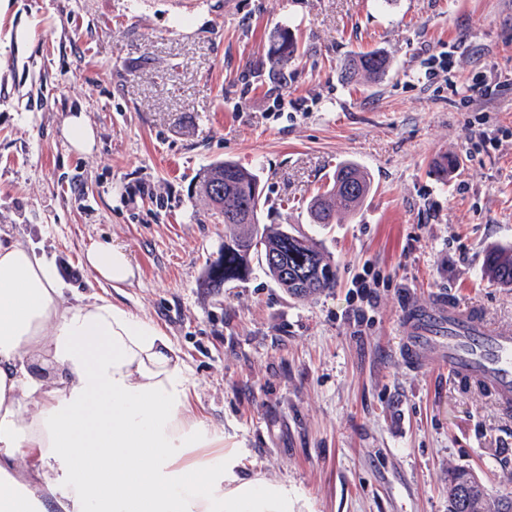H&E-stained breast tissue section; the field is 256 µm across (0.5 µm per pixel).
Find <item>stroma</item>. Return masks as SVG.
Segmentation results:
<instances>
[{
    "label": "stroma",
    "mask_w": 512,
    "mask_h": 512,
    "mask_svg": "<svg viewBox=\"0 0 512 512\" xmlns=\"http://www.w3.org/2000/svg\"><path fill=\"white\" fill-rule=\"evenodd\" d=\"M285 29L298 52L274 72ZM367 51L386 74L346 77ZM434 59L448 69L429 80ZM490 69L512 72V0H0V238L160 326L197 413L241 471L287 485L289 512H448L452 467L512 495V414L399 354L414 303L512 324V287L485 273L512 247V80L464 102ZM74 112L91 152L64 135ZM224 160L259 170L263 223L316 239L335 288L299 301L258 270L202 287L224 227L195 177ZM344 162L372 192L316 227L307 201ZM105 239L132 284L85 267ZM366 268L379 285L364 307L350 283ZM69 115L64 122V133L70 144L80 152H90L95 145V133L84 115Z\"/></svg>",
    "instance_id": "1"
}]
</instances>
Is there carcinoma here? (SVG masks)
Listing matches in <instances>:
<instances>
[{
	"label": "carcinoma",
	"instance_id": "cac0c4a2",
	"mask_svg": "<svg viewBox=\"0 0 512 512\" xmlns=\"http://www.w3.org/2000/svg\"><path fill=\"white\" fill-rule=\"evenodd\" d=\"M297 52V42L284 31L269 50L271 67H285ZM388 69L387 59L369 53L345 63L354 76L360 72L376 80ZM200 190L224 223V248L209 262L203 288L218 290L247 279L254 268L297 299L317 297L335 286L333 258L313 239L286 224H263L262 180L257 170L233 161L217 162L199 173ZM371 190L369 174L354 163L336 168L329 189L316 193L307 211L312 224H336L342 214L355 212ZM486 269L496 282L512 286V249L489 254ZM448 512H512V496H493L472 471L448 470Z\"/></svg>",
	"mask_w": 512,
	"mask_h": 512
}]
</instances>
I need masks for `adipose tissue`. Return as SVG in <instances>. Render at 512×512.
Returning a JSON list of instances; mask_svg holds the SVG:
<instances>
[{
    "label": "adipose tissue",
    "mask_w": 512,
    "mask_h": 512,
    "mask_svg": "<svg viewBox=\"0 0 512 512\" xmlns=\"http://www.w3.org/2000/svg\"><path fill=\"white\" fill-rule=\"evenodd\" d=\"M84 263L115 286L135 277L108 241ZM193 388L159 326L66 299L54 264L0 241V512H288L286 485L238 473Z\"/></svg>",
    "instance_id": "adipose-tissue-1"
}]
</instances>
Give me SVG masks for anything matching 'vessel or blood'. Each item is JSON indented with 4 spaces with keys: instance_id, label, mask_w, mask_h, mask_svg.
<instances>
[{
    "instance_id": "1",
    "label": "vessel or blood",
    "mask_w": 512,
    "mask_h": 512,
    "mask_svg": "<svg viewBox=\"0 0 512 512\" xmlns=\"http://www.w3.org/2000/svg\"><path fill=\"white\" fill-rule=\"evenodd\" d=\"M413 368H446L451 376L484 389L504 412L512 411V325L451 305L417 306L405 317L400 343Z\"/></svg>"
}]
</instances>
